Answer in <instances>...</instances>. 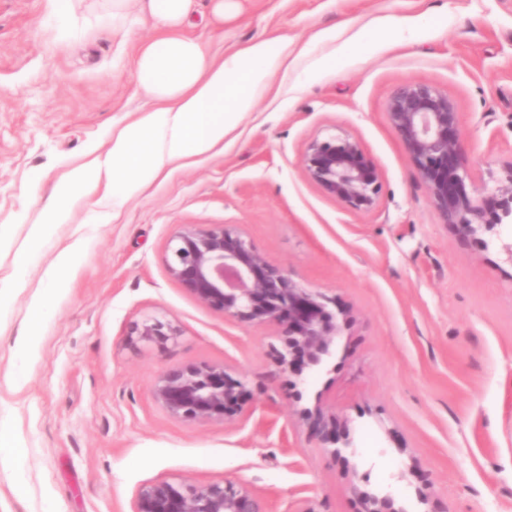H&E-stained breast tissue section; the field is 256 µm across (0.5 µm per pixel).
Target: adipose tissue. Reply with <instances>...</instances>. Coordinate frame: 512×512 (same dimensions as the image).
Returning <instances> with one entry per match:
<instances>
[{
  "label": "adipose tissue",
  "mask_w": 512,
  "mask_h": 512,
  "mask_svg": "<svg viewBox=\"0 0 512 512\" xmlns=\"http://www.w3.org/2000/svg\"><path fill=\"white\" fill-rule=\"evenodd\" d=\"M142 3L165 26L136 55L139 86L154 105L55 186L56 202L43 213L34 231L37 240H45L52 225L66 223L75 206L97 191L121 208L166 167L223 142L288 57L287 45L274 50L266 40L215 56L181 32L195 14V0Z\"/></svg>",
  "instance_id": "adipose-tissue-1"
}]
</instances>
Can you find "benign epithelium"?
<instances>
[{
  "mask_svg": "<svg viewBox=\"0 0 512 512\" xmlns=\"http://www.w3.org/2000/svg\"><path fill=\"white\" fill-rule=\"evenodd\" d=\"M386 117L424 183L433 205L459 236L470 238L494 224H512V162L501 175L489 173L468 191L471 174L460 141L458 113L448 96L428 81L412 80L391 95ZM307 178L358 212L378 202V174L358 140L347 133L312 140L302 157ZM168 272L199 302L246 326H268L280 337L276 358L293 385L307 386L330 370L336 337L349 321L336 300L303 286L282 265L257 251L245 236L222 224H184L167 246ZM145 342L177 335L169 323L145 318L132 326ZM246 384L224 365L193 363L169 368L156 379L152 395L172 419L187 422L234 420L243 413ZM300 417L331 456L347 462L353 447L347 421L316 404ZM349 489L358 512H407L389 492L365 488L352 469ZM132 512H266L261 497L231 479L201 485L154 480L141 485Z\"/></svg>",
  "mask_w": 512,
  "mask_h": 512,
  "instance_id": "1",
  "label": "benign epithelium"
}]
</instances>
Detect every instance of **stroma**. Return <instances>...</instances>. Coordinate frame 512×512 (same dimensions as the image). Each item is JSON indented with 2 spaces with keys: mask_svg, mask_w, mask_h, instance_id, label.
Returning a JSON list of instances; mask_svg holds the SVG:
<instances>
[{
  "mask_svg": "<svg viewBox=\"0 0 512 512\" xmlns=\"http://www.w3.org/2000/svg\"><path fill=\"white\" fill-rule=\"evenodd\" d=\"M197 0L186 36L221 55L257 40L288 62L222 145L166 169L118 216L88 206L35 248L31 231L68 170L136 112L137 47L158 24L112 35L108 0H0V512H132L144 483L250 485L268 512H356L348 485L428 484L438 512H512V224L460 238L436 211L386 118L392 93L434 83L453 101L474 179L512 161V0H235L223 23ZM426 17L415 38L396 27ZM332 56L335 67L321 69ZM356 138L382 184L377 207L348 209L305 175L317 137ZM183 224L237 228L255 249L352 316L336 370L289 395L271 329L224 318L167 271ZM81 243L36 347L18 358L57 254ZM154 316L178 336L130 343ZM224 365L250 395L241 418H169L152 387L167 368ZM322 403L351 423L348 464L299 416Z\"/></svg>",
  "mask_w": 512,
  "mask_h": 512,
  "instance_id": "stroma-1",
  "label": "stroma"
}]
</instances>
